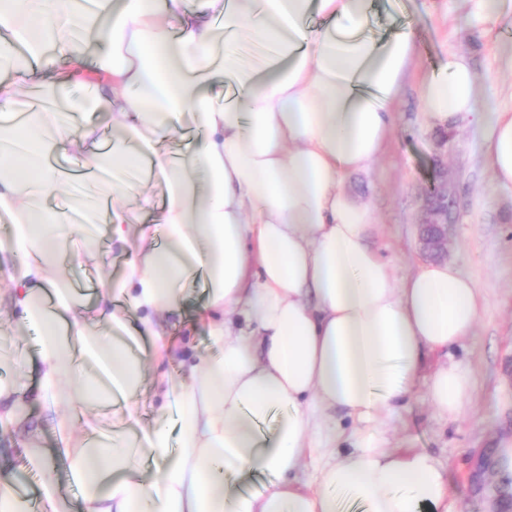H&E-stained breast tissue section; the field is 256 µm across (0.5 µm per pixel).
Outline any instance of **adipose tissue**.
I'll return each mask as SVG.
<instances>
[{"label":"adipose tissue","mask_w":512,"mask_h":512,"mask_svg":"<svg viewBox=\"0 0 512 512\" xmlns=\"http://www.w3.org/2000/svg\"><path fill=\"white\" fill-rule=\"evenodd\" d=\"M0 0L1 58L53 64L52 50L71 51L77 35L100 34L109 51L105 76L91 91L40 82L64 109L62 124L23 112L0 126V222L11 225L0 253L17 266L0 270V294L18 326L40 339L38 388L0 381V423L42 392L91 410L92 396L121 401L135 417L147 364L168 357L163 322L177 313L184 280L202 274L214 352L198 355L179 383L159 376L161 394L179 388L180 450L156 424L142 438L116 431L103 444L74 439L60 455L83 489L85 512H342L343 499L364 512H449L448 473L420 448H392L385 425L402 409L429 354L474 334L484 300L458 265L428 262L396 276L370 243L372 212L351 191L352 175L369 172L393 124V104L409 68L411 31L376 36L365 28L371 0ZM178 20L170 31L164 16ZM233 88L234 100L214 94ZM428 117L454 123L474 117L479 92L468 59L449 54L440 75L421 90ZM105 112L122 135L112 165L148 167L167 187L150 208L169 245L154 246L148 228L122 210L101 224L72 225L82 197L52 209L47 196L64 182L52 154L79 152L95 139L86 124L72 138L80 106ZM485 160L497 184L512 191V113L487 112ZM202 136L181 159L160 148L178 121ZM85 244L107 239L137 253L119 281L100 276L92 308L77 305L57 275L69 234ZM55 293L47 304V293ZM136 320L156 344L135 349ZM84 384L66 395L64 378ZM470 380L444 364L428 378L429 399L446 418H460ZM341 409L355 424L344 434L329 416ZM282 410L268 439L259 420ZM347 439L351 449L334 452ZM168 456L151 480L143 460ZM318 467L301 479L307 457ZM276 475L271 484L229 493V478ZM0 465V512H66L45 475L39 505L18 495Z\"/></svg>","instance_id":"1"}]
</instances>
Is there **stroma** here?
Masks as SVG:
<instances>
[{"instance_id": "obj_1", "label": "stroma", "mask_w": 512, "mask_h": 512, "mask_svg": "<svg viewBox=\"0 0 512 512\" xmlns=\"http://www.w3.org/2000/svg\"><path fill=\"white\" fill-rule=\"evenodd\" d=\"M410 29L415 53L401 94L393 106V128L369 173L356 174L350 186L369 205L378 224L372 243L390 259L396 275H404L424 260L419 225L425 220L424 188L434 169L448 173V258L477 284L484 299L476 334L447 355H431L426 369L442 359L458 363L472 379L474 391L466 415L445 420L433 410L425 380H418L405 409L386 426L392 445L423 448L448 468L456 512H512V492L500 486L512 471V193L498 189L484 160L486 127L460 123L431 124L424 112L421 87L448 54L461 53L470 61L480 84V109L512 111V25L493 21L480 0H374L369 20L372 33ZM106 265L90 257L64 262V275L84 306H92L91 289L100 273L121 278L136 255L134 245L101 242ZM207 294L202 280L185 283L180 310L171 317L169 338L175 361H160L147 373L138 394L134 432L153 426L163 403L156 395V373L179 379L183 364L197 353L210 351L201 314ZM0 352L33 365L38 342L33 331L17 334L14 320L0 315ZM68 403L47 405L36 400L24 408L26 428H39L47 448L45 466L70 505L81 512L82 495L57 463V451L69 437L80 436L74 420L70 433L56 430L52 418L70 416Z\"/></svg>"}]
</instances>
